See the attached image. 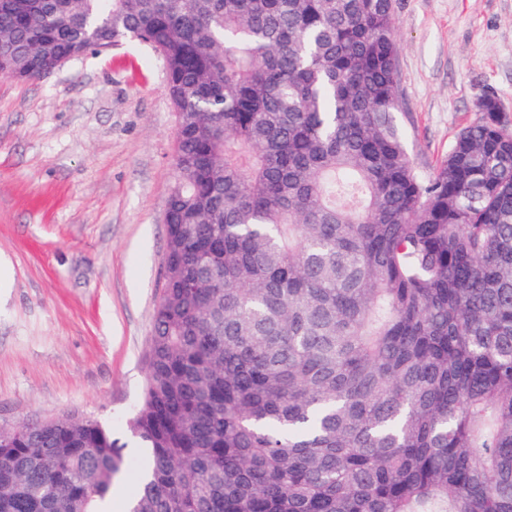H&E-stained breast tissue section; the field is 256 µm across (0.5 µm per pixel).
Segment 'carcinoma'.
Here are the masks:
<instances>
[{"instance_id": "carcinoma-1", "label": "carcinoma", "mask_w": 512, "mask_h": 512, "mask_svg": "<svg viewBox=\"0 0 512 512\" xmlns=\"http://www.w3.org/2000/svg\"><path fill=\"white\" fill-rule=\"evenodd\" d=\"M393 0H0V74L125 41L176 112L129 512H512V129L437 173ZM101 422L0 429V512H104Z\"/></svg>"}]
</instances>
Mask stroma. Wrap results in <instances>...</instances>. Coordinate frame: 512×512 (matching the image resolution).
<instances>
[{
	"instance_id": "obj_1",
	"label": "stroma",
	"mask_w": 512,
	"mask_h": 512,
	"mask_svg": "<svg viewBox=\"0 0 512 512\" xmlns=\"http://www.w3.org/2000/svg\"><path fill=\"white\" fill-rule=\"evenodd\" d=\"M398 118L432 176L495 95L512 124V0H395ZM176 114L128 42L0 75V428L92 417L131 442L161 296Z\"/></svg>"
}]
</instances>
